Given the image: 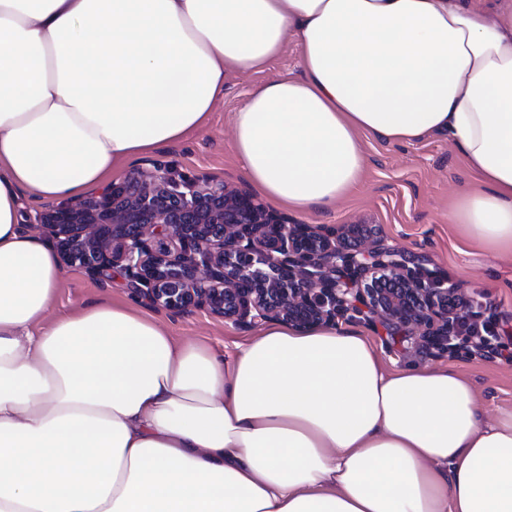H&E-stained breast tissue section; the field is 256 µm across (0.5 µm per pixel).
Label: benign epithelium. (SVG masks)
I'll return each mask as SVG.
<instances>
[{
	"label": "benign epithelium",
	"mask_w": 512,
	"mask_h": 512,
	"mask_svg": "<svg viewBox=\"0 0 512 512\" xmlns=\"http://www.w3.org/2000/svg\"><path fill=\"white\" fill-rule=\"evenodd\" d=\"M40 229L67 267L95 280L118 269L137 298L172 314L204 307L241 328L299 329L361 317L396 342L448 351L469 302L460 288L358 228L290 224L245 190L202 177L176 180L153 162L98 198L44 211Z\"/></svg>",
	"instance_id": "obj_1"
}]
</instances>
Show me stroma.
<instances>
[{"label":"stroma","instance_id":"1","mask_svg":"<svg viewBox=\"0 0 512 512\" xmlns=\"http://www.w3.org/2000/svg\"><path fill=\"white\" fill-rule=\"evenodd\" d=\"M300 72V48L291 40L263 70L227 79L224 96L214 105L207 125L177 145L159 148L152 160L188 178L208 175L232 187L248 188L232 147L231 114L259 83ZM364 149L366 169L361 183L324 217V224H364L376 229L388 245L429 255L434 269L462 289L481 317L493 315L512 325V261L488 257L449 220L457 193L473 181L460 153L439 135L403 145L368 137ZM63 275L54 313L75 311L106 297L117 302L132 298L121 275L105 283L75 268L65 269ZM144 309L156 314L175 339L204 342L219 351L233 349L253 334L252 329L238 327L204 308L177 316L149 303ZM364 330L388 368L448 367L472 384L483 416L512 407V363L487 358L472 348L436 357L419 354L406 342L388 346L382 329L374 325H365Z\"/></svg>","mask_w":512,"mask_h":512}]
</instances>
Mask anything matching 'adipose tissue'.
I'll use <instances>...</instances> for the list:
<instances>
[{"instance_id":"adipose-tissue-1","label":"adipose tissue","mask_w":512,"mask_h":512,"mask_svg":"<svg viewBox=\"0 0 512 512\" xmlns=\"http://www.w3.org/2000/svg\"><path fill=\"white\" fill-rule=\"evenodd\" d=\"M233 150L274 205L320 214L364 137H448L451 213L512 259V0H0V512H512V408L452 369L384 368L364 332L262 325L234 352L63 280L25 200L78 199L206 121L288 39Z\"/></svg>"}]
</instances>
